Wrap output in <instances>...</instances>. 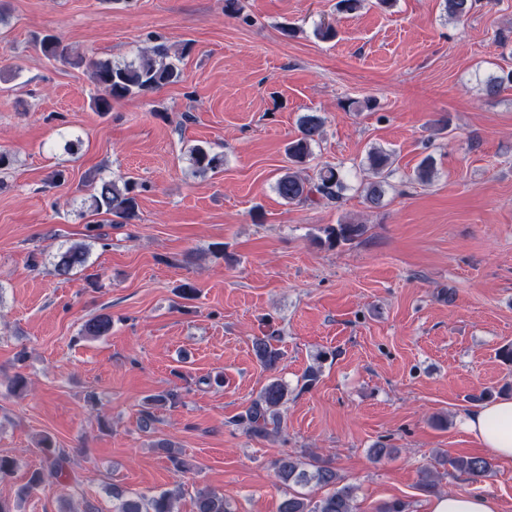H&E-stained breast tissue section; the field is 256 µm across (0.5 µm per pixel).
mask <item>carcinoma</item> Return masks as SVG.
<instances>
[{
    "label": "carcinoma",
    "instance_id": "obj_1",
    "mask_svg": "<svg viewBox=\"0 0 512 512\" xmlns=\"http://www.w3.org/2000/svg\"><path fill=\"white\" fill-rule=\"evenodd\" d=\"M475 0H446L448 14L456 19L470 14ZM41 48L45 55L59 57L75 65L87 64L90 77L99 94L93 99V106L99 112H108L114 100L130 99L144 96L158 88L176 83L181 78L180 58L170 53L169 47L163 42L143 48L139 58L129 62L114 63L108 59L84 60V56L64 46L52 35L41 40ZM512 83V71L488 78L482 86L487 96L498 94L501 88ZM324 121L315 112L302 115L298 120V137L289 142L286 148L288 168L276 180L275 189L278 195L289 204H303L315 198L336 202L342 197L344 190V173L331 164L323 165L315 177L302 175L301 167L306 165L313 156V146L318 144L323 135ZM188 160L193 173L204 175L224 165V156L212 152L211 148L196 144L188 150ZM369 169L374 180L364 187V202L370 208L382 205L385 195L386 176L389 174V155L377 149L369 152ZM144 185L134 178L101 180L99 188L87 198L83 205L86 212L93 215L107 214L114 217V224H132L139 219L138 197ZM366 231L363 224L343 222L327 230L326 241L334 246L360 238ZM89 247L81 244L62 247L56 254L54 271L57 275L68 277L73 271L87 266ZM112 331V315L98 313L84 322L81 336L97 339L107 336ZM275 334L257 337L253 340V352L268 371L279 367L283 353L273 344ZM288 384L279 378L270 379L259 391L258 395L246 411L231 421L229 425L239 426L253 437L266 438L280 430L283 409L288 404ZM179 395L173 391L161 392L148 397L141 410L143 428H148L155 420L154 409L158 406L177 403ZM46 461V465L31 472L26 484L20 492L28 497L44 491L60 479L70 476V454L66 449L59 448L48 436L37 441ZM155 447L167 457L172 469L177 473L189 470V464L182 451L174 448L171 442L160 439ZM455 471L468 475L477 481L487 477L491 471V463L483 456H457L448 460ZM274 468L280 479L295 485L307 486L315 483L328 487L330 491L324 497L313 500L299 493L286 495L278 505V512H355V487L345 482L336 467L319 460L308 464L291 455H283L274 461ZM184 494V485L177 482L173 487L161 493L145 498L126 496L114 489L112 497L118 501L114 512H176V502ZM196 512H234L224 496L215 492L201 490L195 498Z\"/></svg>",
    "mask_w": 512,
    "mask_h": 512
}]
</instances>
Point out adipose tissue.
Masks as SVG:
<instances>
[{
    "mask_svg": "<svg viewBox=\"0 0 512 512\" xmlns=\"http://www.w3.org/2000/svg\"><path fill=\"white\" fill-rule=\"evenodd\" d=\"M461 427L493 457L512 461V398L476 407ZM427 512H500V505L492 495L463 489L432 499Z\"/></svg>",
    "mask_w": 512,
    "mask_h": 512,
    "instance_id": "1",
    "label": "adipose tissue"
}]
</instances>
